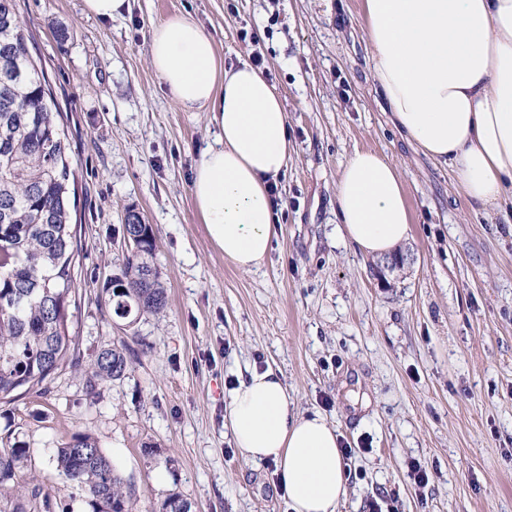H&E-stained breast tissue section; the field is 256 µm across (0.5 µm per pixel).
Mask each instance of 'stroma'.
Returning a JSON list of instances; mask_svg holds the SVG:
<instances>
[{"instance_id":"35a3bbf8","label":"stroma","mask_w":512,"mask_h":512,"mask_svg":"<svg viewBox=\"0 0 512 512\" xmlns=\"http://www.w3.org/2000/svg\"><path fill=\"white\" fill-rule=\"evenodd\" d=\"M362 4L128 0L103 20L84 0H18L75 170L85 258L70 332L84 359L119 341L132 359L93 398L65 368L47 393L0 401V439L30 448L55 512H90L54 458L77 433L98 441L140 512L173 492L192 512H286L273 464L245 462L227 427L230 391L253 366L278 370L296 409L320 412L350 448L337 512H512V212L470 202L391 122ZM176 12L212 35L225 63L260 53L288 111L279 222L249 272L225 261L189 192L215 127L173 102L150 67L149 26ZM358 149L399 165L413 218L411 262L382 275L336 231V180ZM131 211L157 232L168 305L126 329L104 288L121 274ZM414 461L426 486L409 476Z\"/></svg>"}]
</instances>
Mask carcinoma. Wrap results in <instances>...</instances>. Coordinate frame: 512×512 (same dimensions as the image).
<instances>
[{
	"mask_svg": "<svg viewBox=\"0 0 512 512\" xmlns=\"http://www.w3.org/2000/svg\"><path fill=\"white\" fill-rule=\"evenodd\" d=\"M17 0H0V399L19 391H48L68 367L87 394L124 378L127 345L97 352L83 363L69 333L74 284L84 258L72 223L71 146L47 74L38 66ZM127 217L133 237L119 277L106 289L114 314L133 325L167 306V290L152 263L157 234ZM30 448H0V512H55V503L26 471ZM65 483L83 489L92 512H137L110 458L88 433L56 449Z\"/></svg>",
	"mask_w": 512,
	"mask_h": 512,
	"instance_id": "1",
	"label": "carcinoma"
}]
</instances>
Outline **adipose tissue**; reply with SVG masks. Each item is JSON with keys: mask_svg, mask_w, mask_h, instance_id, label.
Segmentation results:
<instances>
[{"mask_svg": "<svg viewBox=\"0 0 512 512\" xmlns=\"http://www.w3.org/2000/svg\"><path fill=\"white\" fill-rule=\"evenodd\" d=\"M369 65L391 121L448 166L466 197L512 206V0H363ZM149 63L169 98L211 115L216 135L193 167L190 194L213 244L250 271L270 250V187L288 168V113L247 59L225 65L212 36L177 14L151 23ZM341 236L386 258L411 236L404 179L385 155L357 150L337 179ZM228 427L253 464L273 463L288 512H337L347 493L334 426L299 413L273 369H248L231 390Z\"/></svg>", "mask_w": 512, "mask_h": 512, "instance_id": "adipose-tissue-1", "label": "adipose tissue"}]
</instances>
